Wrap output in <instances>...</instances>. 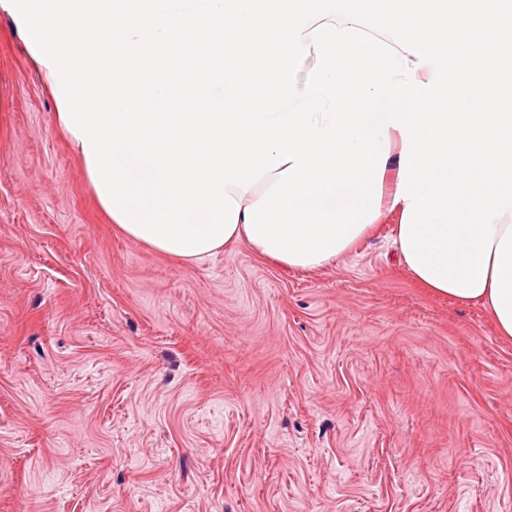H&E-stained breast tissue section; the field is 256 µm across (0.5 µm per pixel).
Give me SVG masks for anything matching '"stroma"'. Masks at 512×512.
I'll return each mask as SVG.
<instances>
[{
    "label": "stroma",
    "mask_w": 512,
    "mask_h": 512,
    "mask_svg": "<svg viewBox=\"0 0 512 512\" xmlns=\"http://www.w3.org/2000/svg\"><path fill=\"white\" fill-rule=\"evenodd\" d=\"M0 16V512H512V339L383 208L299 271L122 237Z\"/></svg>",
    "instance_id": "stroma-1"
}]
</instances>
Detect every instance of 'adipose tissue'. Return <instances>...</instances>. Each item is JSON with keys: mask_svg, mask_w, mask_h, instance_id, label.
Returning <instances> with one entry per match:
<instances>
[{"mask_svg": "<svg viewBox=\"0 0 512 512\" xmlns=\"http://www.w3.org/2000/svg\"><path fill=\"white\" fill-rule=\"evenodd\" d=\"M486 284L478 303L492 313L502 336L512 338V218L495 220Z\"/></svg>", "mask_w": 512, "mask_h": 512, "instance_id": "ef3b65f1", "label": "adipose tissue"}]
</instances>
